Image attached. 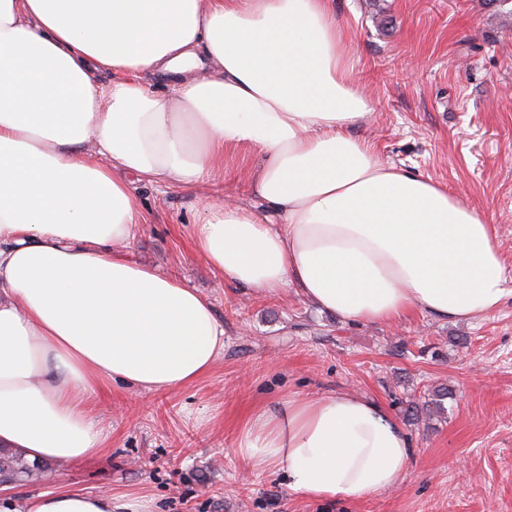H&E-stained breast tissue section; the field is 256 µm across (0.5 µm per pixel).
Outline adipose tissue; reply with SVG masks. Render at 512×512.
<instances>
[{
  "instance_id": "1",
  "label": "adipose tissue",
  "mask_w": 512,
  "mask_h": 512,
  "mask_svg": "<svg viewBox=\"0 0 512 512\" xmlns=\"http://www.w3.org/2000/svg\"><path fill=\"white\" fill-rule=\"evenodd\" d=\"M372 110L334 0H0V447L97 455L98 391L171 392L224 351L207 297L127 255L144 219L130 173L193 187L223 179L225 150L261 154V209L209 202L193 226L236 286L293 284L350 321L494 313L492 225L356 136ZM233 448L323 501L394 489L413 458L397 418L346 392L263 409ZM24 510L112 512L113 497L61 487Z\"/></svg>"
}]
</instances>
